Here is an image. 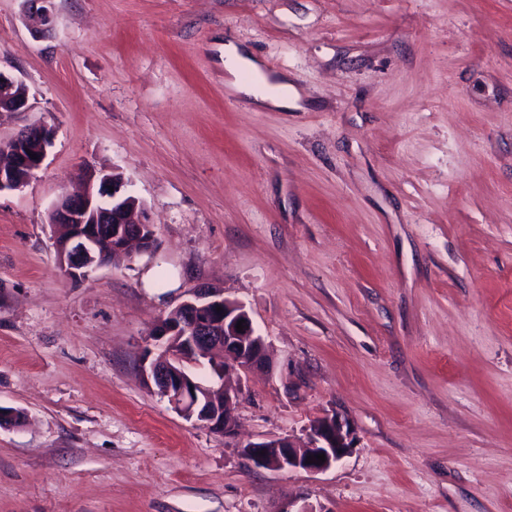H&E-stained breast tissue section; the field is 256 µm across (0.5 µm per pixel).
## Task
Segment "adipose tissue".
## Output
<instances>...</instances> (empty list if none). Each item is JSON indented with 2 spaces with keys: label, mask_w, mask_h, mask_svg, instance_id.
I'll list each match as a JSON object with an SVG mask.
<instances>
[{
  "label": "adipose tissue",
  "mask_w": 512,
  "mask_h": 512,
  "mask_svg": "<svg viewBox=\"0 0 512 512\" xmlns=\"http://www.w3.org/2000/svg\"><path fill=\"white\" fill-rule=\"evenodd\" d=\"M224 66L234 79L229 87L232 91L252 97L261 107H273L288 110L297 107L300 95L287 80H270L263 71L260 61L249 52L239 49L236 45L228 43L224 46ZM247 70L254 77V83L248 84L237 81L239 70Z\"/></svg>",
  "instance_id": "1"
}]
</instances>
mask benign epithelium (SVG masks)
<instances>
[{"instance_id": "7a95c632", "label": "benign epithelium", "mask_w": 512, "mask_h": 512, "mask_svg": "<svg viewBox=\"0 0 512 512\" xmlns=\"http://www.w3.org/2000/svg\"><path fill=\"white\" fill-rule=\"evenodd\" d=\"M43 32L53 29V0H28ZM29 108L28 88L0 71V112H25ZM12 156L0 162V192L26 186L42 168L53 144V131L44 125H32L10 140ZM36 154L32 159L28 152ZM84 190L65 194L52 208V223L68 228L64 241H56L61 271L71 280L81 281L97 269L111 264L109 256H126L131 248L140 252L157 250L152 223L144 204L125 190L126 182L118 173H84ZM243 330L237 331L238 321ZM166 344L167 353L152 359L144 368L161 396L183 418L200 424L224 437L234 435L237 426V394L220 391L222 405H211L215 389L196 380L184 369L186 362L209 360L217 349L224 353L221 372L245 370L269 365V350L263 337L256 334L245 307L224 297L218 288L204 287L192 292L162 317L153 333ZM353 439L336 416L312 422L303 442L291 436L266 438L244 446L243 454L257 467L270 471L301 469L322 472L346 457ZM325 455L320 465L307 463L311 455Z\"/></svg>"}]
</instances>
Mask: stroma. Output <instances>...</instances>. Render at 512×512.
Masks as SVG:
<instances>
[{
  "label": "stroma",
  "instance_id": "obj_1",
  "mask_svg": "<svg viewBox=\"0 0 512 512\" xmlns=\"http://www.w3.org/2000/svg\"><path fill=\"white\" fill-rule=\"evenodd\" d=\"M0 0V71L54 130L0 192V512H512V0ZM299 108L231 94L227 42ZM122 174L158 253L83 281L51 224L81 170ZM163 268L162 287H145ZM269 367L239 434L178 415L141 364L198 285ZM338 416L355 447L270 471L247 442Z\"/></svg>",
  "mask_w": 512,
  "mask_h": 512
}]
</instances>
